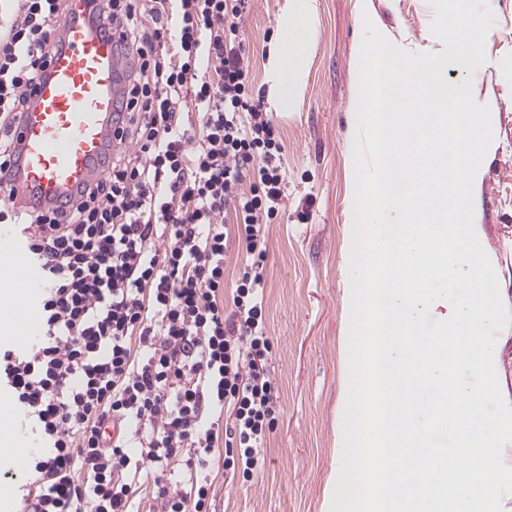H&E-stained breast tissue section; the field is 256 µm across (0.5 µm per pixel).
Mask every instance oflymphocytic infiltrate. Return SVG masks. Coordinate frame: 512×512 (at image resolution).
<instances>
[{"instance_id": "obj_1", "label": "lymphocytic infiltrate", "mask_w": 512, "mask_h": 512, "mask_svg": "<svg viewBox=\"0 0 512 512\" xmlns=\"http://www.w3.org/2000/svg\"><path fill=\"white\" fill-rule=\"evenodd\" d=\"M0 171L13 126L63 46L67 0H6ZM250 0H94L125 60L102 171L62 207L0 192V223L41 270L40 328L0 348V383L37 435L17 512H209L175 462L250 477L276 421L262 290L266 226L286 196L280 136L253 94L238 25ZM245 247L224 311V215Z\"/></svg>"}]
</instances>
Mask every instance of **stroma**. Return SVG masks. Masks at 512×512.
Returning <instances> with one entry per match:
<instances>
[{"instance_id":"1","label":"stroma","mask_w":512,"mask_h":512,"mask_svg":"<svg viewBox=\"0 0 512 512\" xmlns=\"http://www.w3.org/2000/svg\"><path fill=\"white\" fill-rule=\"evenodd\" d=\"M284 0H251L239 22L252 84L265 88V65ZM319 26L303 102L270 112L282 142L287 196L265 238L263 298L268 359L278 414L249 479L224 475L216 449L206 476L211 512H323L342 427L347 230L354 199L352 101L360 9L378 26L425 45L433 38L429 0H314ZM496 22L487 60L472 77L476 101L490 109L494 138L484 163L475 218L481 245L512 309V0H489Z\"/></svg>"}]
</instances>
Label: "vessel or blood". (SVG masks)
<instances>
[{
	"label": "vessel or blood",
	"instance_id": "vessel-or-blood-1",
	"mask_svg": "<svg viewBox=\"0 0 512 512\" xmlns=\"http://www.w3.org/2000/svg\"><path fill=\"white\" fill-rule=\"evenodd\" d=\"M64 49L49 60L32 104L14 128L19 155L0 173V190L38 208L64 202L90 177L104 150L117 110L116 47L109 22L97 19L92 0H69ZM16 273L30 292L13 309L0 312V333H36L40 280L26 264L27 245L9 238Z\"/></svg>",
	"mask_w": 512,
	"mask_h": 512
}]
</instances>
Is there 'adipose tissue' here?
<instances>
[{
	"instance_id": "obj_1",
	"label": "adipose tissue",
	"mask_w": 512,
	"mask_h": 512,
	"mask_svg": "<svg viewBox=\"0 0 512 512\" xmlns=\"http://www.w3.org/2000/svg\"><path fill=\"white\" fill-rule=\"evenodd\" d=\"M316 31L312 0H284L278 41L266 64L268 100L275 111H298Z\"/></svg>"
}]
</instances>
